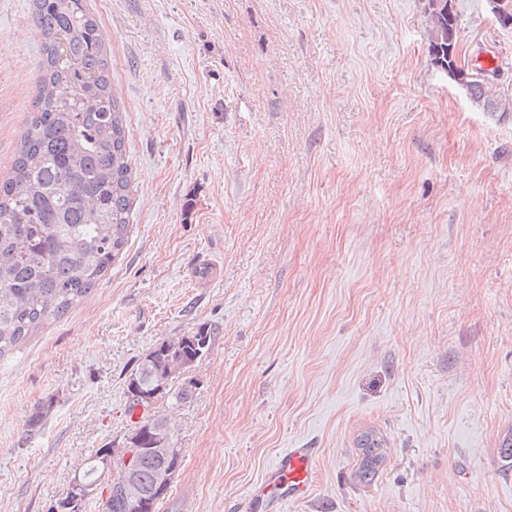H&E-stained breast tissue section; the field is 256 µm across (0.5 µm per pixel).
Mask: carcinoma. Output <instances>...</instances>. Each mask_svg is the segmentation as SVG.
Returning a JSON list of instances; mask_svg holds the SVG:
<instances>
[{
  "label": "carcinoma",
  "instance_id": "obj_1",
  "mask_svg": "<svg viewBox=\"0 0 512 512\" xmlns=\"http://www.w3.org/2000/svg\"><path fill=\"white\" fill-rule=\"evenodd\" d=\"M433 64L452 66L448 48L460 39V24L430 12ZM32 21L42 39L37 94L12 171L0 182V359L22 346L46 323L66 315L107 273L125 248L131 201V166L122 109L111 93L110 63L96 20L82 0H33ZM494 105L481 88L471 100L489 112L506 105L501 88ZM216 340L201 324L152 348L126 380L128 412L136 393L158 397L168 381L201 362ZM146 436L134 477L156 512L171 484L160 474L169 461L148 450L155 436L172 432L167 420L145 417L136 426ZM355 477L372 481L384 459L383 444L366 432ZM97 450L83 474L103 475ZM112 476L103 512H132Z\"/></svg>",
  "mask_w": 512,
  "mask_h": 512
}]
</instances>
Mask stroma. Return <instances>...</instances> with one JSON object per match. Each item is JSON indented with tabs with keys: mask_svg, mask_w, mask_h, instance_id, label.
<instances>
[{
	"mask_svg": "<svg viewBox=\"0 0 512 512\" xmlns=\"http://www.w3.org/2000/svg\"><path fill=\"white\" fill-rule=\"evenodd\" d=\"M456 2L463 61L494 55L512 99V29ZM424 4L84 0L124 112L128 243L0 360V512H48L122 445L127 376L203 323L193 401L150 410L182 455L157 512H245L286 448L319 451L286 512H512V112L431 63ZM31 5L0 0V177L36 94ZM367 429L389 452L361 484ZM104 448L98 449L93 456L88 458L83 463V474L89 481L98 482L102 477L103 470L98 467L97 462L99 463V455L101 454V463L104 465L105 469H108L112 465V458L116 454V450L118 448ZM103 451V452H102Z\"/></svg>",
	"mask_w": 512,
	"mask_h": 512,
	"instance_id": "obj_1",
	"label": "stroma"
}]
</instances>
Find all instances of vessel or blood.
<instances>
[{
	"label": "vessel or blood",
	"mask_w": 512,
	"mask_h": 512,
	"mask_svg": "<svg viewBox=\"0 0 512 512\" xmlns=\"http://www.w3.org/2000/svg\"><path fill=\"white\" fill-rule=\"evenodd\" d=\"M312 448H288L266 469L248 498L250 512H281L285 503L307 499L315 485Z\"/></svg>",
	"instance_id": "obj_1"
}]
</instances>
